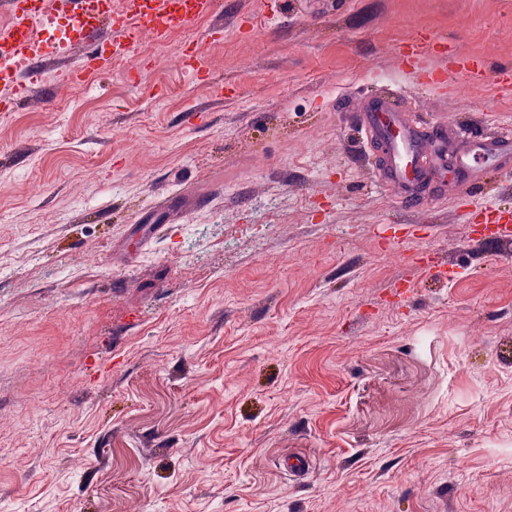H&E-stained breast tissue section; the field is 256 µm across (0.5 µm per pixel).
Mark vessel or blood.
I'll use <instances>...</instances> for the list:
<instances>
[{
    "instance_id": "obj_1",
    "label": "vessel or blood",
    "mask_w": 512,
    "mask_h": 512,
    "mask_svg": "<svg viewBox=\"0 0 512 512\" xmlns=\"http://www.w3.org/2000/svg\"><path fill=\"white\" fill-rule=\"evenodd\" d=\"M9 15L0 26V73L27 79L37 62L57 57L69 59L62 71L63 83L76 86L89 72L103 68L101 56L88 52L86 46L96 38L109 36L115 55L128 56L141 37L163 40L177 29L188 30L205 15L216 10V0H122L119 8L104 6L102 0H0ZM64 18L67 34L63 41L52 44L41 34L53 27L56 18ZM403 96L389 89L378 99L363 123L366 133L386 136L391 155L390 177L399 203L407 205L416 199V171L432 167L439 174L455 168L463 185L462 202L457 212L461 222L470 223L482 214L486 220L481 231L488 239L512 236V210L481 202L476 192L487 175L486 167L495 157L512 155V132L504 133L496 149L471 135L466 127L455 129L456 138L465 149L447 166L444 145L426 148L419 132L406 123L402 113Z\"/></svg>"
}]
</instances>
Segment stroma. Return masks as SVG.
Masks as SVG:
<instances>
[{"instance_id":"obj_1","label":"stroma","mask_w":512,"mask_h":512,"mask_svg":"<svg viewBox=\"0 0 512 512\" xmlns=\"http://www.w3.org/2000/svg\"><path fill=\"white\" fill-rule=\"evenodd\" d=\"M426 34L512 64V0H221L13 95L0 512H512V237L459 223L454 182L400 208L361 131L391 86L424 141L512 129L443 55L418 88Z\"/></svg>"}]
</instances>
